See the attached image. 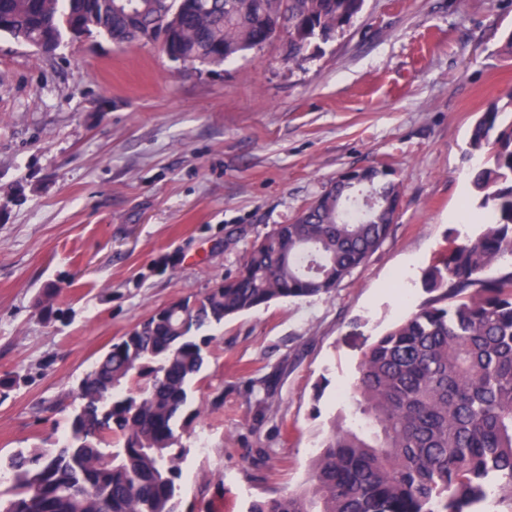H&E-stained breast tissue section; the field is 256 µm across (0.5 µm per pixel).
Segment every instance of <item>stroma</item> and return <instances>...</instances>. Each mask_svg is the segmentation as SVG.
Masks as SVG:
<instances>
[{
    "instance_id": "stroma-1",
    "label": "stroma",
    "mask_w": 512,
    "mask_h": 512,
    "mask_svg": "<svg viewBox=\"0 0 512 512\" xmlns=\"http://www.w3.org/2000/svg\"><path fill=\"white\" fill-rule=\"evenodd\" d=\"M510 86L512 0H366L291 61L277 43L185 67L153 42L46 56L0 36V377L15 381L0 459L57 443L80 379L154 308L236 274L344 172L385 163L402 206L368 263L331 295L225 319L189 386L182 506L248 512L303 484L351 422L368 346L425 299L453 238L482 232L465 151Z\"/></svg>"
}]
</instances>
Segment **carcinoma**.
I'll use <instances>...</instances> for the list:
<instances>
[{
  "mask_svg": "<svg viewBox=\"0 0 512 512\" xmlns=\"http://www.w3.org/2000/svg\"><path fill=\"white\" fill-rule=\"evenodd\" d=\"M364 0H0V35L49 55L70 37L159 40L168 23L185 65H221L275 40L288 59L337 36ZM470 184L485 230L422 272L428 297L364 353L348 397L357 428L337 426L306 482L249 512H512V87L469 137ZM291 222L254 240L238 273L154 310L73 392L56 448L9 457L0 512H180L186 449L176 426L204 363L195 333L282 298L330 295L365 265L399 215L401 185L382 166L352 168ZM137 391H115L128 384Z\"/></svg>",
  "mask_w": 512,
  "mask_h": 512,
  "instance_id": "1",
  "label": "carcinoma"
}]
</instances>
